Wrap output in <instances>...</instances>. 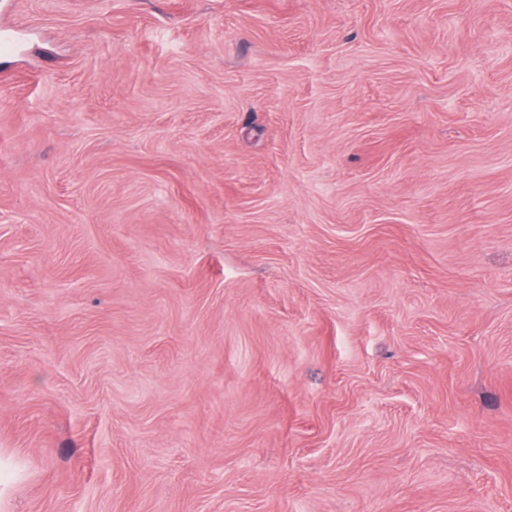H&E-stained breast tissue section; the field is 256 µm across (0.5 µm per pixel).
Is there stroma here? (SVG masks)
<instances>
[{"mask_svg":"<svg viewBox=\"0 0 512 512\" xmlns=\"http://www.w3.org/2000/svg\"><path fill=\"white\" fill-rule=\"evenodd\" d=\"M0 512H512V0H0Z\"/></svg>","mask_w":512,"mask_h":512,"instance_id":"1","label":"stroma"}]
</instances>
